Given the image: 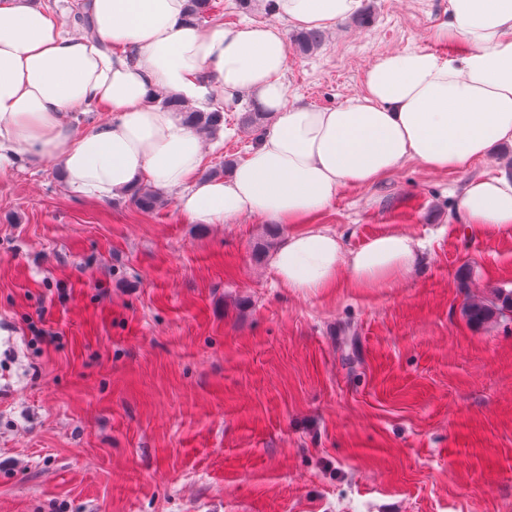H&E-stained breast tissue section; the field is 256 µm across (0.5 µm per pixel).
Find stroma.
Listing matches in <instances>:
<instances>
[{
  "instance_id": "stroma-1",
  "label": "stroma",
  "mask_w": 512,
  "mask_h": 512,
  "mask_svg": "<svg viewBox=\"0 0 512 512\" xmlns=\"http://www.w3.org/2000/svg\"><path fill=\"white\" fill-rule=\"evenodd\" d=\"M223 3L204 28L275 20L267 0ZM359 11L289 50L288 104H344L393 51L457 50L434 39L448 0ZM239 117L198 177L246 158ZM509 163L505 143L341 189L309 223L349 249L391 231L423 248L395 287L315 295L256 250L290 225L193 224L168 190L149 213L77 197L54 160L0 171V512H512V317L464 315L512 290V229L457 211Z\"/></svg>"
}]
</instances>
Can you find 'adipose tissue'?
I'll return each mask as SVG.
<instances>
[{"mask_svg":"<svg viewBox=\"0 0 512 512\" xmlns=\"http://www.w3.org/2000/svg\"><path fill=\"white\" fill-rule=\"evenodd\" d=\"M359 6L275 0L277 22L204 29L187 22V0H89V32L68 33L30 0H0V170L56 160L85 198L117 197L144 181L176 191L194 224L251 215L294 225L270 267L297 292L393 287L416 258L411 235L349 250L331 228L301 222L342 187L369 185L405 161L461 170L512 144V0H448L435 37L460 43V53L394 51L347 103L287 105L279 21L330 29ZM162 91L187 101L247 98L272 120L228 176L199 179L201 135L155 104ZM96 106L108 120L80 130L83 109ZM459 212L473 230L512 228V178L470 181Z\"/></svg>","mask_w":512,"mask_h":512,"instance_id":"obj_1","label":"adipose tissue"}]
</instances>
